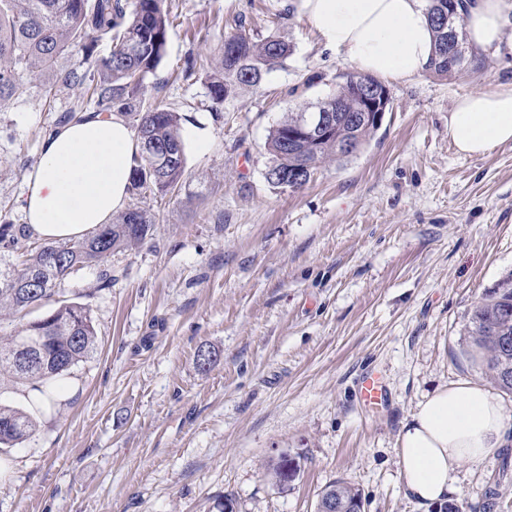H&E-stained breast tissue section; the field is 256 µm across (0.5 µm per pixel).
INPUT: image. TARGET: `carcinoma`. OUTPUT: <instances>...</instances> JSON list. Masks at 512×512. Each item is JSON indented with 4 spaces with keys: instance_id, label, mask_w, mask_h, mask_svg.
<instances>
[{
    "instance_id": "cac0c4a2",
    "label": "carcinoma",
    "mask_w": 512,
    "mask_h": 512,
    "mask_svg": "<svg viewBox=\"0 0 512 512\" xmlns=\"http://www.w3.org/2000/svg\"><path fill=\"white\" fill-rule=\"evenodd\" d=\"M456 20L462 49L448 51V30L434 21L439 6ZM434 47L430 71L440 77L457 72L474 49L467 42L463 20L457 19L458 0H426ZM173 24L166 0H0V102L22 92L26 79L40 83L44 100L51 101L57 86L80 87L79 98L56 125L79 119L83 113L120 112L136 121L142 150L135 158L130 190L136 196L165 198L174 193L185 172V143L181 127L188 117L160 106L145 105V81L163 59ZM109 44L97 56L99 42ZM292 48L278 34L255 38L240 28L224 38L219 66L208 77L211 111L233 99L243 87L260 86L264 76L282 65ZM64 57L77 58L69 68L57 67ZM345 85L336 95L313 106L316 112L336 111V98L344 97V111L355 112L359 100L354 85L373 76L342 75ZM305 112H291L270 133L268 169L289 173L303 169L304 181L326 163L352 156L346 140L364 146L379 129L372 121L346 124L316 138L292 134ZM153 222L146 211L129 208L112 223L102 224L82 240L61 243L32 238L25 224L0 225V321L40 308L59 295L65 282L80 270L99 268L100 286L112 284L114 252L131 250L150 235ZM30 245L18 263L11 257L20 241ZM469 334L485 374L501 389L512 392V278L487 290L469 317ZM97 353L96 331L89 308L57 301L51 311L0 336V378L46 393L50 382L69 373ZM38 428L26 411L0 405V447L12 448ZM320 499L336 501L345 512L363 502L361 492L345 481L329 484Z\"/></svg>"
}]
</instances>
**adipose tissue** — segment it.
<instances>
[{"label":"adipose tissue","instance_id":"obj_1","mask_svg":"<svg viewBox=\"0 0 512 512\" xmlns=\"http://www.w3.org/2000/svg\"><path fill=\"white\" fill-rule=\"evenodd\" d=\"M512 0H463L469 43L501 46ZM326 45L360 71L393 79L425 72L433 32L424 0H299ZM448 137L471 157L512 143V88L467 94L448 114ZM140 144L117 113L58 127L26 177L22 212L33 237L79 239L110 223L127 202ZM512 428L494 389L459 380L427 394L400 429L397 465L407 494L421 503L447 500L457 468L475 464L508 443Z\"/></svg>","mask_w":512,"mask_h":512}]
</instances>
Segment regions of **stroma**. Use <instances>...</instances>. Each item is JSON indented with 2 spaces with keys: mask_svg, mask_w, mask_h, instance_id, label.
<instances>
[{
  "mask_svg": "<svg viewBox=\"0 0 512 512\" xmlns=\"http://www.w3.org/2000/svg\"><path fill=\"white\" fill-rule=\"evenodd\" d=\"M176 21L146 101L209 128L187 149L179 191L127 199L151 236L70 278L87 305L92 359L38 431L0 450V512H315L343 480L364 512H441L407 496L397 437L441 385L488 378L469 351L473 304L512 274V144L457 152L448 113L463 95L512 86V44L478 52L448 78L386 79L377 135L292 189L265 178L270 131L336 92L353 64L328 49L296 0H169ZM244 25L293 47L259 88L208 110L207 75ZM195 74L182 79L187 56ZM316 75L303 95L291 88ZM38 83L0 105V224H19L26 176L58 113ZM215 350L210 369L199 348ZM378 373L388 402L362 405ZM462 512H512V445L462 465L450 494Z\"/></svg>",
  "mask_w": 512,
  "mask_h": 512,
  "instance_id": "1",
  "label": "stroma"
}]
</instances>
